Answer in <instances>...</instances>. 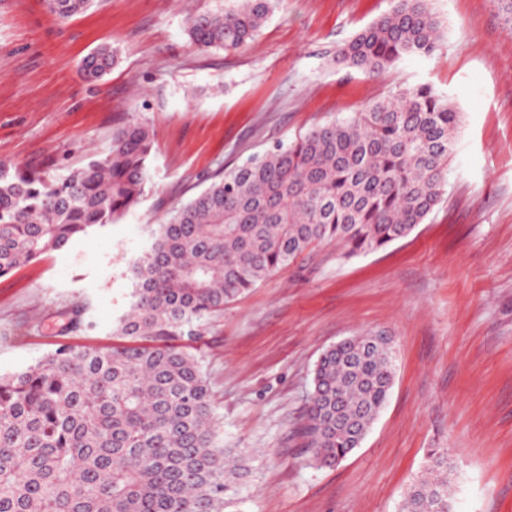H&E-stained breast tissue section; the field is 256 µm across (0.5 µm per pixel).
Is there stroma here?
I'll list each match as a JSON object with an SVG mask.
<instances>
[{
    "instance_id": "1",
    "label": "stroma",
    "mask_w": 512,
    "mask_h": 512,
    "mask_svg": "<svg viewBox=\"0 0 512 512\" xmlns=\"http://www.w3.org/2000/svg\"><path fill=\"white\" fill-rule=\"evenodd\" d=\"M392 0H284L236 51L186 34L224 0H95L59 21L44 0H0V161L59 178L106 150L137 117L156 145L150 182L117 223L0 278V375L68 341L118 343L131 261L150 230L226 167L314 125L363 111L392 83L428 84L462 114L448 194L406 238L346 260L335 246L293 263L200 326L189 347L224 444L253 470L237 512H401L433 448L455 467L454 512H512V28L496 0H433L442 48L390 76L336 67V48ZM103 43L120 62L88 83ZM384 333L395 350L388 400L365 439L332 467L310 460L302 427L314 366L344 337Z\"/></svg>"
}]
</instances>
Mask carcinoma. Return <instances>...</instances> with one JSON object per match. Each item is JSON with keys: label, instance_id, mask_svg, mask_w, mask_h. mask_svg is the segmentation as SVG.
<instances>
[{"label": "carcinoma", "instance_id": "1", "mask_svg": "<svg viewBox=\"0 0 512 512\" xmlns=\"http://www.w3.org/2000/svg\"><path fill=\"white\" fill-rule=\"evenodd\" d=\"M93 0H46L58 20ZM281 0H226L191 16L202 50L253 41ZM443 27L430 0H395L336 48L332 61L386 76L430 57ZM101 44L82 63L99 81L119 63ZM461 113L429 85L396 83L352 116L316 126L224 170L175 207L131 264L124 343L99 350L62 341L34 366L0 375V512H226L249 473L219 438L210 388L195 355L206 318L314 244L365 255L407 237L448 188ZM154 133L132 120L106 153L58 179L0 162V277L60 251L130 212L149 180ZM394 379L392 346L350 338L313 372L303 434L319 466H334L377 419ZM454 466L434 448L403 512H448Z\"/></svg>", "mask_w": 512, "mask_h": 512}]
</instances>
